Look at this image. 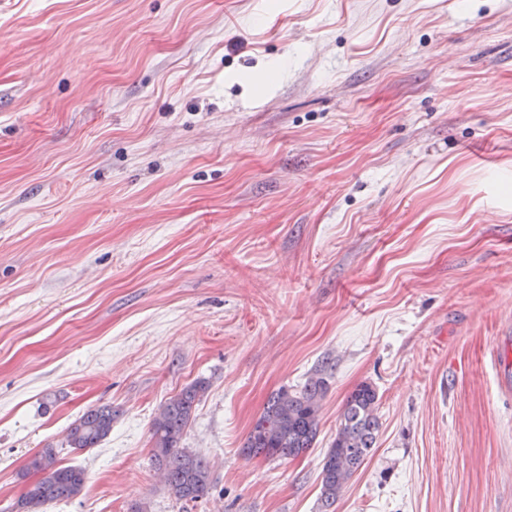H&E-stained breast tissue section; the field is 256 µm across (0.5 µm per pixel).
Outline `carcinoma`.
<instances>
[{"mask_svg":"<svg viewBox=\"0 0 512 512\" xmlns=\"http://www.w3.org/2000/svg\"><path fill=\"white\" fill-rule=\"evenodd\" d=\"M326 369L314 370L303 387L282 388L268 400L256 420L242 453L267 458L297 457L311 447L319 428V415L328 384ZM199 380L161 406L151 427L152 461L162 473L168 493L180 502H196L212 483L211 471L197 455L180 447L197 401L206 391ZM378 394L364 383L347 398L336 438L323 458L321 502L335 504L349 480L374 448L379 431ZM115 412L101 405L85 411L67 430V442L75 449L95 448L112 430ZM28 470L38 475L17 502V512H41L49 504L82 493L87 476L83 469L60 464L56 449L43 448L29 460Z\"/></svg>","mask_w":512,"mask_h":512,"instance_id":"obj_1","label":"carcinoma"}]
</instances>
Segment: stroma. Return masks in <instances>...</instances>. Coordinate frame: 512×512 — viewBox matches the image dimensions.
<instances>
[{
    "mask_svg": "<svg viewBox=\"0 0 512 512\" xmlns=\"http://www.w3.org/2000/svg\"><path fill=\"white\" fill-rule=\"evenodd\" d=\"M325 362L312 448L244 456ZM511 365L512 0H0V512L46 446L87 484L44 512H320L363 383L330 512H512ZM198 380L183 504L151 423ZM377 410L378 394L371 384L359 385L347 398L336 438L322 463L321 502L325 512L374 448L380 426ZM115 415L110 405H101L85 411L68 427L69 446L75 449L97 447L110 434Z\"/></svg>",
    "mask_w": 512,
    "mask_h": 512,
    "instance_id": "1",
    "label": "stroma"
}]
</instances>
